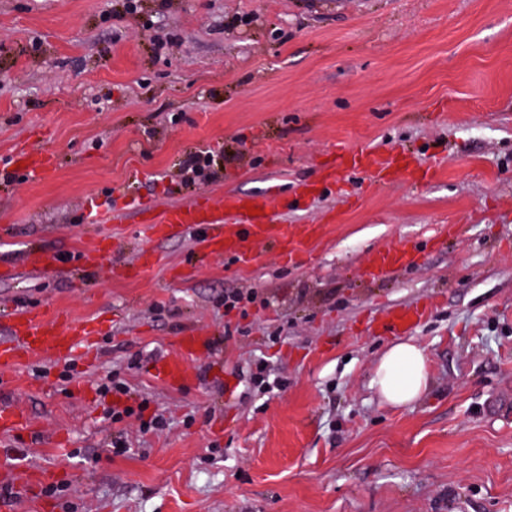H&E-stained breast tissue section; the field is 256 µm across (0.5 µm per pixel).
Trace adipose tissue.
Returning a JSON list of instances; mask_svg holds the SVG:
<instances>
[{
  "mask_svg": "<svg viewBox=\"0 0 512 512\" xmlns=\"http://www.w3.org/2000/svg\"><path fill=\"white\" fill-rule=\"evenodd\" d=\"M429 380L424 348L404 340L390 345L380 358L371 385L386 402L404 406L421 397L428 388Z\"/></svg>",
  "mask_w": 512,
  "mask_h": 512,
  "instance_id": "obj_1",
  "label": "adipose tissue"
}]
</instances>
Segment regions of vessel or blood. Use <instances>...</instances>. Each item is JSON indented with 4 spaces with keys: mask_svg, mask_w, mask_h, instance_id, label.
<instances>
[{
    "mask_svg": "<svg viewBox=\"0 0 512 512\" xmlns=\"http://www.w3.org/2000/svg\"><path fill=\"white\" fill-rule=\"evenodd\" d=\"M340 166L366 173L388 167V159L367 149L349 146L336 153ZM304 189L285 194L274 189L260 196L240 194L226 195L220 205H212L208 199H198L187 206L171 205L158 214L142 217L140 223L149 239L168 237L173 228L194 227L203 230L200 247L204 250L221 251L232 247L237 253H245L247 246L256 239H263L279 247L286 261H295L302 249L288 239L287 221L277 219L278 209L289 202L300 201ZM258 207L259 215L248 212L249 207ZM417 258V249L412 245L375 254L370 262L372 272L383 273L398 267L412 265ZM103 332L98 319L49 320L42 309H23L10 327L8 337L0 339V374L14 367L21 360L32 357H47L61 351L80 352L92 357L97 340ZM206 337L194 334L178 336V357L162 360L155 374L165 384L179 386L186 383L191 373L185 363L188 356L204 350ZM26 416L7 400H0V433H15L26 429Z\"/></svg>",
    "mask_w": 512,
    "mask_h": 512,
    "instance_id": "b4317fda",
    "label": "vessel or blood"
}]
</instances>
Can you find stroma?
<instances>
[{"instance_id": "obj_1", "label": "stroma", "mask_w": 512, "mask_h": 512, "mask_svg": "<svg viewBox=\"0 0 512 512\" xmlns=\"http://www.w3.org/2000/svg\"><path fill=\"white\" fill-rule=\"evenodd\" d=\"M400 150L415 181L337 170L335 151ZM49 153L33 176L14 149ZM215 178L181 185L193 151ZM311 185L288 211L320 235L293 263L202 255L194 234L140 236L128 200L162 210ZM114 214L88 224L89 209ZM105 233L99 271L46 275ZM416 264L372 275L378 251ZM158 264L128 271L141 250ZM0 336L21 308L98 315L96 358L23 361L0 396L32 436L0 437V484L50 473L72 512H512V0H0ZM189 274L172 282L173 271ZM228 289L256 291L225 313ZM425 315L430 385L385 403L370 380L396 307ZM192 331L210 348L170 387L155 365ZM280 380L270 394L252 376ZM170 432L114 453L105 370Z\"/></svg>"}]
</instances>
